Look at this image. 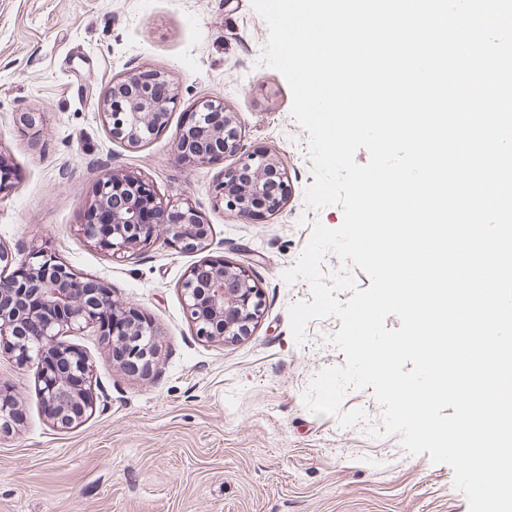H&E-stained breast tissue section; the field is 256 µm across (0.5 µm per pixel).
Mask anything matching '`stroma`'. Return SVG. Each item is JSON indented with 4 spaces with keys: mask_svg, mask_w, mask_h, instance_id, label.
<instances>
[{
    "mask_svg": "<svg viewBox=\"0 0 512 512\" xmlns=\"http://www.w3.org/2000/svg\"><path fill=\"white\" fill-rule=\"evenodd\" d=\"M268 36L251 0H0V156L14 170L0 243L16 255L43 243L161 332L146 376L102 357L93 331L67 337L97 363L96 408L70 429L45 414L36 365L0 352V390L20 413L0 435V512H469L448 465L305 405L312 378L345 362L328 341L341 322L311 321L296 342L289 308L310 287L282 274L314 224L339 227L343 210L306 204L308 133L284 77L260 62ZM133 70L165 72L176 92L166 126L135 150L102 109L113 78ZM204 98L235 113L246 148L278 155L290 180L281 211L244 219L216 203L212 186L235 157L204 167L173 155ZM20 112L41 121L19 127ZM114 167L163 199H190L211 226L207 249L159 239L119 262L80 237L92 189ZM211 257L247 268L262 290L260 318L234 341L196 336L183 313L179 284Z\"/></svg>",
    "mask_w": 512,
    "mask_h": 512,
    "instance_id": "stroma-1",
    "label": "stroma"
}]
</instances>
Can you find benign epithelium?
<instances>
[{"mask_svg":"<svg viewBox=\"0 0 512 512\" xmlns=\"http://www.w3.org/2000/svg\"><path fill=\"white\" fill-rule=\"evenodd\" d=\"M168 85L157 73L145 80L136 71L112 80L103 95L104 117L112 136L137 149L166 125L172 89L160 96L156 85ZM176 157L187 164L209 165L224 156H239L223 171L213 189L217 202L243 218L274 214L285 205L288 175L277 156L248 152L242 131L223 103L207 99L189 114L175 142ZM90 211H102V224L79 225L80 234L116 261H127L153 239L163 236L188 252L208 247L210 226L189 201H165L145 179L114 168L92 192ZM26 270L22 276L0 275V349L39 371V394L48 418L65 429L80 424L95 409L92 391L95 363L86 353L65 343L94 328L106 345L113 364L133 366L143 373L153 367L158 330L140 314L112 296L104 282L95 287L71 288L81 275L45 247L34 244L19 260L0 245V267ZM204 273L192 268L181 282L184 314L204 339L237 340L250 331L262 313V293L248 270L222 259L202 263ZM16 410L13 396L0 392V432L12 428Z\"/></svg>","mask_w":512,"mask_h":512,"instance_id":"7a95c632","label":"benign epithelium"}]
</instances>
